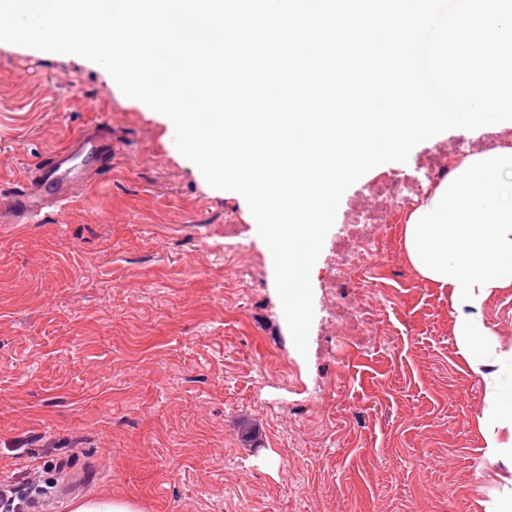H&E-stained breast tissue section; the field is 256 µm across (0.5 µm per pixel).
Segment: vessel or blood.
<instances>
[{"mask_svg": "<svg viewBox=\"0 0 512 512\" xmlns=\"http://www.w3.org/2000/svg\"><path fill=\"white\" fill-rule=\"evenodd\" d=\"M81 157L89 158V167L95 171L110 166L112 142L107 127H94L92 131L72 139L67 147L40 163L36 178L30 185L12 195L6 203L14 223H29L43 204L60 202V184L74 172V162Z\"/></svg>", "mask_w": 512, "mask_h": 512, "instance_id": "obj_1", "label": "vessel or blood"}]
</instances>
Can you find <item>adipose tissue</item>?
<instances>
[{"label": "adipose tissue", "instance_id": "obj_1", "mask_svg": "<svg viewBox=\"0 0 512 512\" xmlns=\"http://www.w3.org/2000/svg\"><path fill=\"white\" fill-rule=\"evenodd\" d=\"M512 177V148L473 155L432 192L416 200L402 229L407 260L420 279L447 289L457 317L454 336L473 365L492 348L481 318L488 301L512 289V199L504 177ZM481 429L487 457L512 447V401H504L496 380L486 383Z\"/></svg>", "mask_w": 512, "mask_h": 512}]
</instances>
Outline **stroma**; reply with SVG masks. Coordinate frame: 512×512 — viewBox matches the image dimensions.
Instances as JSON below:
<instances>
[{
  "mask_svg": "<svg viewBox=\"0 0 512 512\" xmlns=\"http://www.w3.org/2000/svg\"><path fill=\"white\" fill-rule=\"evenodd\" d=\"M112 165L34 222H0L2 477L44 461L27 501L70 512H482L512 497L489 464L485 379L512 392V291L482 317L496 356L471 366L445 289L401 243L406 209L359 272L369 324L300 354L245 199L211 187L167 118L101 66L0 42V193L96 125ZM248 248L224 252V227ZM260 429L243 446L238 424ZM72 512H137L131 503L108 498L80 499L72 503Z\"/></svg>",
  "mask_w": 512,
  "mask_h": 512,
  "instance_id": "stroma-1",
  "label": "stroma"
}]
</instances>
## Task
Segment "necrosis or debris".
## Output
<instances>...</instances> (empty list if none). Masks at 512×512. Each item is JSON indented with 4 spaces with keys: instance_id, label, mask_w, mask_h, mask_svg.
Listing matches in <instances>:
<instances>
[{
    "instance_id": "obj_1",
    "label": "necrosis or debris",
    "mask_w": 512,
    "mask_h": 512,
    "mask_svg": "<svg viewBox=\"0 0 512 512\" xmlns=\"http://www.w3.org/2000/svg\"><path fill=\"white\" fill-rule=\"evenodd\" d=\"M468 140L433 147L414 167L379 175L365 189L366 205L348 211L330 260L319 270L317 280L330 312L343 313L352 321H362L364 306L355 297L357 283L353 270L366 266L379 250L376 230L387 224L393 207L426 195L453 171L455 159L469 152Z\"/></svg>"
}]
</instances>
